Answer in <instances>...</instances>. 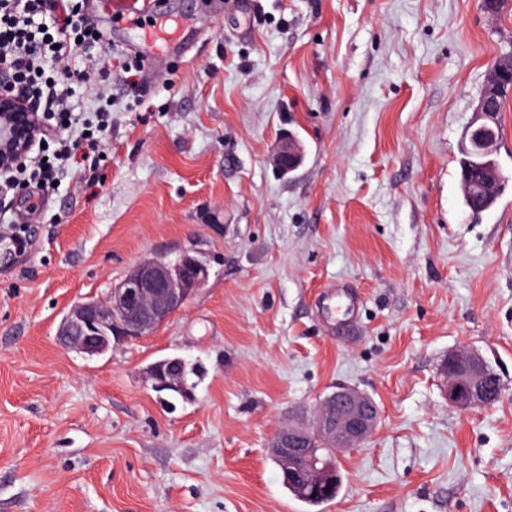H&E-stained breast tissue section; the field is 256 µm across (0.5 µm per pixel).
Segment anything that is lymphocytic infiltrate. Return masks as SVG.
Listing matches in <instances>:
<instances>
[{"label":"lymphocytic infiltrate","instance_id":"obj_1","mask_svg":"<svg viewBox=\"0 0 512 512\" xmlns=\"http://www.w3.org/2000/svg\"><path fill=\"white\" fill-rule=\"evenodd\" d=\"M102 41L77 0H56L48 21L43 18V0H0V75L42 105L40 138L54 144L46 161L27 159L10 172V179L22 187L36 186L46 195L57 189L61 178L82 180L85 163L99 161L104 152L101 135L112 126L111 113H98L95 128H83L77 137L65 134L77 122L70 103L73 84L93 81L108 89L117 80L135 93L146 82L143 65L126 66L119 78L104 55L88 58L83 68L69 67V58L81 47Z\"/></svg>","mask_w":512,"mask_h":512}]
</instances>
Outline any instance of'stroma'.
Returning <instances> with one entry per match:
<instances>
[{
    "label": "stroma",
    "mask_w": 512,
    "mask_h": 512,
    "mask_svg": "<svg viewBox=\"0 0 512 512\" xmlns=\"http://www.w3.org/2000/svg\"><path fill=\"white\" fill-rule=\"evenodd\" d=\"M167 82L112 88L107 157L37 213L0 194V512H512V98L496 116L509 181L473 219L458 146L484 75L512 52V0H163ZM113 56L155 18L90 15ZM303 149L282 175L283 136ZM190 252L206 286L153 335L88 359L56 337L153 253ZM361 300L330 335L314 300ZM478 351L502 397L460 411L449 354ZM179 356L193 397L146 369ZM339 386L379 424L340 458L327 504L294 499L267 444ZM317 308L335 322L332 333H350L357 324L358 297L351 288L332 286L323 290L317 299Z\"/></svg>",
    "instance_id": "1"
}]
</instances>
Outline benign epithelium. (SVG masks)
<instances>
[{
  "label": "benign epithelium",
  "mask_w": 512,
  "mask_h": 512,
  "mask_svg": "<svg viewBox=\"0 0 512 512\" xmlns=\"http://www.w3.org/2000/svg\"><path fill=\"white\" fill-rule=\"evenodd\" d=\"M498 91L495 79L482 90L474 109L478 120L467 131L470 142L485 153L495 151L497 134L493 127ZM40 131L34 105L14 90L0 86V172L23 160ZM302 160L297 140H279L272 156L275 169L286 175ZM498 179L487 170L480 182L467 187L472 194L489 191ZM208 268L187 254L175 260L149 255L139 261L108 295L74 304L63 316L58 340L64 346L94 357L112 349V341H138L163 326L185 303L205 287ZM448 404L460 411L492 405L499 397L489 386L497 376L489 373L485 359L475 350L448 356L441 367ZM156 390L180 385L175 360H159L148 369ZM378 412L372 399L352 388H338L326 395L308 420L290 423L276 430L268 451L281 472L302 492L311 488L332 489L336 485L339 453L359 448L374 434Z\"/></svg>",
  "instance_id": "7a95c632"
}]
</instances>
